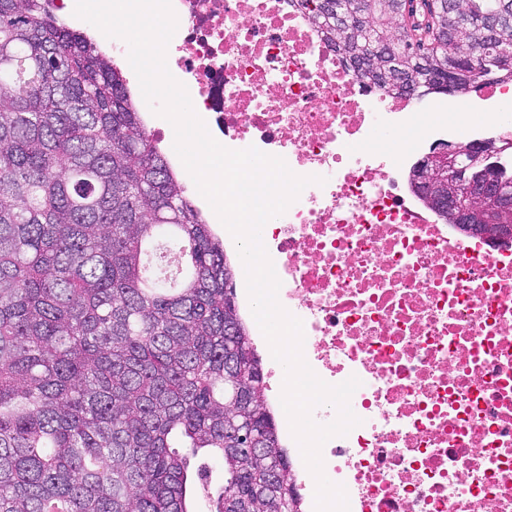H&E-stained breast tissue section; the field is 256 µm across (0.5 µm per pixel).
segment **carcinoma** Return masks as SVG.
I'll return each instance as SVG.
<instances>
[{"label":"carcinoma","instance_id":"cac0c4a2","mask_svg":"<svg viewBox=\"0 0 512 512\" xmlns=\"http://www.w3.org/2000/svg\"><path fill=\"white\" fill-rule=\"evenodd\" d=\"M297 6L385 94L512 80V0ZM459 182L504 176L463 159ZM476 212L462 229L499 220ZM237 272L120 67L44 0H0V512H192L181 448L224 465L211 512H300Z\"/></svg>","mask_w":512,"mask_h":512}]
</instances>
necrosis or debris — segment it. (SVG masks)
I'll return each mask as SVG.
<instances>
[{
    "instance_id": "1",
    "label": "necrosis or debris",
    "mask_w": 512,
    "mask_h": 512,
    "mask_svg": "<svg viewBox=\"0 0 512 512\" xmlns=\"http://www.w3.org/2000/svg\"><path fill=\"white\" fill-rule=\"evenodd\" d=\"M172 6L167 65L211 135L326 180L262 240L309 366L361 381L359 425L322 448L349 512H512V246L446 224L410 181L430 141H512V83L430 112L358 81L294 0ZM278 434L314 512L288 424Z\"/></svg>"
}]
</instances>
